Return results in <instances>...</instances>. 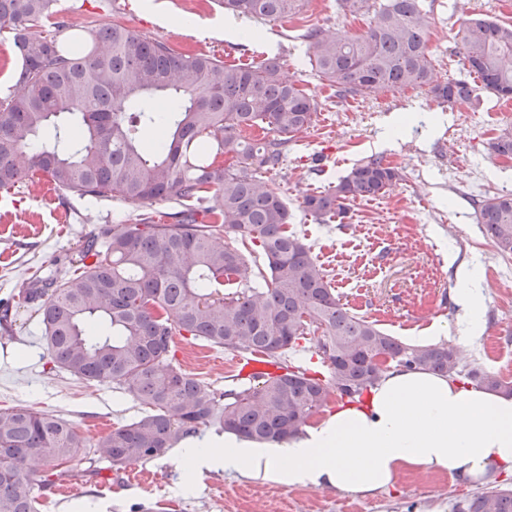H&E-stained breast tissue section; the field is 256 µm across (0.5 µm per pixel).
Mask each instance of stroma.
Returning a JSON list of instances; mask_svg holds the SVG:
<instances>
[{
  "instance_id": "stroma-1",
  "label": "stroma",
  "mask_w": 512,
  "mask_h": 512,
  "mask_svg": "<svg viewBox=\"0 0 512 512\" xmlns=\"http://www.w3.org/2000/svg\"><path fill=\"white\" fill-rule=\"evenodd\" d=\"M55 8L72 34L93 16L229 64L256 66L277 58L285 75L305 85L320 107L312 126L296 135L283 165L264 179L287 201L294 230L310 245L342 303L405 342L439 325L449 342L460 345L463 370L480 368L512 381V258L498 254L479 214L483 196L512 192V160L488 150L497 129L512 126L507 101L490 97L476 111L467 105L445 109L426 91L402 88L337 102L332 89L300 64L302 49L292 39L306 24L326 36L364 30L366 18L340 13L336 0H308L299 17L285 22L241 18L244 28L264 32L272 44L268 50L236 37L202 40L179 26L184 17L202 26L224 19L218 0H57ZM458 29L457 19L435 10L427 39L440 62L436 80L461 71ZM394 114L409 115L410 122L387 145L383 139ZM372 158L402 169L404 181L385 196L350 203L340 222L319 224L303 210L306 193ZM135 212L117 200L62 196L46 188L36 194L28 184L0 189V300L18 306L13 337H0V408L22 404L62 416L86 443L72 464L76 476L68 496L51 494L57 477L35 482L42 512H252L257 504L265 512H453L476 493V485L448 474L413 471L372 496L291 488L220 468L194 472L168 453L141 465L142 471L163 474L161 490L116 478L93 446L112 428L135 420L142 405L118 385L87 384L51 369L41 316L20 306L19 291L32 274L68 268L90 235ZM452 253L483 272L486 329L472 343L458 337ZM173 344L182 369L205 390L244 387L234 353L185 334L175 335Z\"/></svg>"
}]
</instances>
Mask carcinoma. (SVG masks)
I'll return each mask as SVG.
<instances>
[{
	"label": "carcinoma",
	"instance_id": "cac0c4a2",
	"mask_svg": "<svg viewBox=\"0 0 512 512\" xmlns=\"http://www.w3.org/2000/svg\"><path fill=\"white\" fill-rule=\"evenodd\" d=\"M56 0H0V32L21 57L18 90L0 100V188L48 180L64 195L117 199L140 208L174 199L173 223L140 213L86 241L80 266L54 278L30 277L20 295L41 312L50 363L71 376L124 387L146 407L97 442L115 470L146 462L200 429L265 443L301 434L333 394L354 401L382 377L384 356L407 370L462 373L446 344H409L350 311L304 239L289 229L285 199L263 180L295 136L314 122L319 102L283 75L275 58L259 66L226 64L214 54L182 53L112 21L59 47L62 28L46 29ZM306 0H221L256 21L284 20ZM340 12L368 18L366 28L328 38L299 35L307 65L336 98L427 89L438 103L479 105L486 93L512 99V23L468 18L459 28L462 72L433 81L427 47L435 0H336ZM170 101L159 113L154 98ZM76 118L71 130L57 124ZM146 127L161 131L150 150ZM258 127L271 140L245 133ZM512 158V127L489 142ZM403 179L380 159L354 165L335 185L304 196L318 223L346 213L345 202L382 196ZM481 224L499 254L512 256V193L486 197ZM259 250L268 274L242 282L243 251ZM320 333L326 375L281 356ZM186 333L226 351L262 354L281 373L221 394L205 391L172 354ZM474 385L512 393L498 374L472 369ZM86 444L68 420L18 405L0 409V512H38L33 476H72L67 465ZM457 512H512V490L486 488Z\"/></svg>",
	"mask_w": 512,
	"mask_h": 512
}]
</instances>
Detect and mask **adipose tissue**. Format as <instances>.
Returning a JSON list of instances; mask_svg holds the SVG:
<instances>
[{"mask_svg": "<svg viewBox=\"0 0 512 512\" xmlns=\"http://www.w3.org/2000/svg\"><path fill=\"white\" fill-rule=\"evenodd\" d=\"M462 339L484 330L478 274L457 269ZM181 466L230 471L291 487L370 494L405 471L445 472L467 482L512 476V394L488 391L424 370L391 368L364 404H342L288 444L231 434L178 450Z\"/></svg>", "mask_w": 512, "mask_h": 512, "instance_id": "ef3b65f1", "label": "adipose tissue"}]
</instances>
